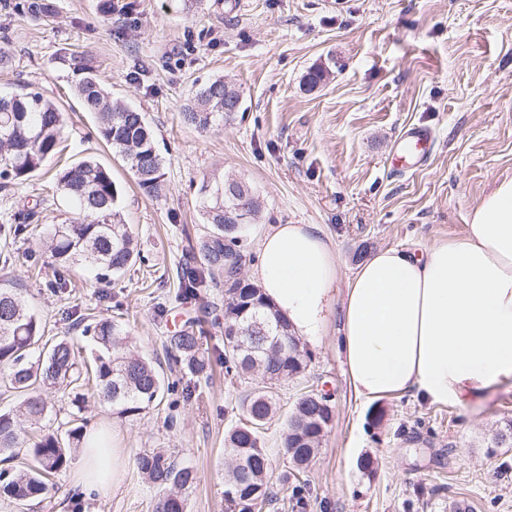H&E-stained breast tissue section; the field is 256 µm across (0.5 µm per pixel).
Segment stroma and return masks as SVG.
<instances>
[{"instance_id":"obj_1","label":"stroma","mask_w":512,"mask_h":512,"mask_svg":"<svg viewBox=\"0 0 512 512\" xmlns=\"http://www.w3.org/2000/svg\"><path fill=\"white\" fill-rule=\"evenodd\" d=\"M53 18H18L0 0V91L29 85L64 111L70 161L95 156L112 170L124 219L140 257L107 279L83 270L65 290L41 247L40 231L14 235L16 212L39 206L42 221L61 224L74 209L41 172L0 194V288L21 293L49 336L87 347L84 325L109 319L128 347L151 360L166 381L196 395H165L133 419L88 399V431L112 430L126 465L109 497L74 494L67 470L47 499L27 512H154L158 489L136 466L145 448H167L197 471L188 512H224L230 460L224 434L239 423L248 379L224 376V291L177 300V273L203 233L198 188L220 172L246 182L261 209L237 249L242 276L258 263L273 224H314L336 243L338 284L346 286L355 252L419 247L465 232L480 201L512 178V0H130L112 16L103 0H53ZM93 57L113 99L144 113L164 159L165 194L143 193L122 157L102 145L95 120L55 62L63 50ZM317 66L329 75L304 85ZM221 77L239 89L243 108L224 126L201 132L181 112L195 88ZM435 133L429 165L403 175L390 154L409 126ZM211 317L204 342L212 379L172 369L165 341L195 318ZM303 377L281 384L276 410L260 430L272 458L271 484L290 470L284 449L298 394L331 395L334 419L305 471V512H512V447L493 439L512 420V378L462 409L413 396L356 397L336 334L305 342Z\"/></svg>"}]
</instances>
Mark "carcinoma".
I'll use <instances>...</instances> for the list:
<instances>
[{
	"label": "carcinoma",
	"mask_w": 512,
	"mask_h": 512,
	"mask_svg": "<svg viewBox=\"0 0 512 512\" xmlns=\"http://www.w3.org/2000/svg\"><path fill=\"white\" fill-rule=\"evenodd\" d=\"M18 13L35 19L52 15L49 0H26L15 5ZM68 72L74 93L84 111L95 119L97 137L125 159L144 193L163 191V157L159 154L145 115L112 100L100 83L93 59L84 52L58 57ZM238 90L217 78L199 85L192 104L181 113L182 121L199 130L222 127L235 117L231 106H242ZM64 118L59 107L40 92L21 88L0 95V189L25 181L46 167L59 153ZM61 197L71 202L78 218L53 224L43 239L58 278L78 268H93L103 278L118 275L139 256L137 241L120 211V190L112 170L93 158L60 169L56 174ZM248 185L238 179L212 173L200 183L205 230L197 243L200 261L178 277V297L198 300L211 285L224 286V335L244 326L260 312L273 325V335L288 343L276 358L263 350L237 353L224 350L225 374L243 378L255 371L269 373L268 381L241 399L244 422L230 429L224 451L232 458L224 484L226 512H265L278 502V492L267 481L271 459L259 445L258 428L272 414L274 389L282 382L304 375L309 355L291 334L289 324L267 302L259 286L240 283L234 249L237 234L259 212L260 204ZM200 321L167 337L166 348L174 364L196 376H209L211 361L203 348ZM46 324L18 293L0 289V365L7 368L5 388L18 394L20 404L0 410V460L9 463L24 457L22 469L0 470V497L19 504L43 502L53 487L52 479L69 469L72 452L83 447L86 394L82 388L94 381L95 394L120 419L132 418L156 407L162 400L165 380L148 359L130 352L121 327L102 319L87 324L88 359L67 338L45 336ZM43 387L59 388L70 395V409L57 426L40 394ZM334 418L327 396L308 392L295 401L288 418L286 452L292 466L301 471L320 450ZM137 469L164 490L157 512H187V493L196 485L197 473L164 448H148L136 459Z\"/></svg>",
	"instance_id": "carcinoma-1"
}]
</instances>
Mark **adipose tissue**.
Segmentation results:
<instances>
[{"mask_svg":"<svg viewBox=\"0 0 512 512\" xmlns=\"http://www.w3.org/2000/svg\"><path fill=\"white\" fill-rule=\"evenodd\" d=\"M339 256L313 224H274L254 275L293 333L339 344L364 400L414 394L468 406L512 378V179L475 209L463 235L421 251L385 248L337 293Z\"/></svg>","mask_w":512,"mask_h":512,"instance_id":"1","label":"adipose tissue"}]
</instances>
